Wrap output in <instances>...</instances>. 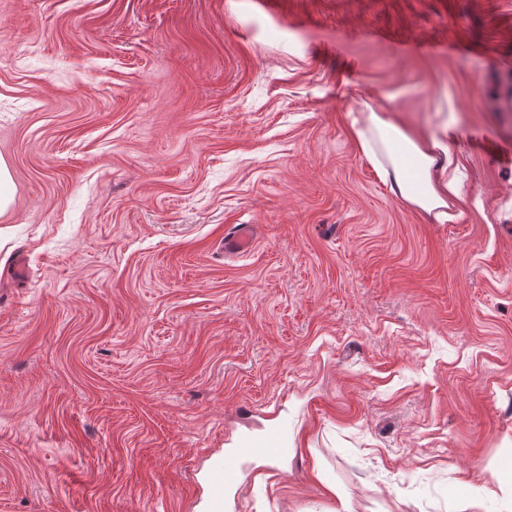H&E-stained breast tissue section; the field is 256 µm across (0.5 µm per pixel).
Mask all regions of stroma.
Masks as SVG:
<instances>
[{
	"label": "stroma",
	"instance_id": "35a3bbf8",
	"mask_svg": "<svg viewBox=\"0 0 512 512\" xmlns=\"http://www.w3.org/2000/svg\"><path fill=\"white\" fill-rule=\"evenodd\" d=\"M511 97L512 0H0V512H206L282 422L224 512H512ZM369 112H360L355 133L365 156L381 176L391 179V190L403 202L431 214L438 224H446L462 216L457 209L461 198L455 180L448 174V127L442 128L429 142H419L399 127L384 119L366 104ZM369 134L376 135L391 167H384L377 157ZM415 183V184H414ZM456 207V208H455ZM252 244L250 225L241 224L231 233L224 236V253L241 254L248 251ZM285 429L280 427L261 437H243L233 454L218 462L212 469L209 480V505L212 512H221L230 494L237 488L241 478V462L247 459H275L285 454Z\"/></svg>",
	"mask_w": 512,
	"mask_h": 512
}]
</instances>
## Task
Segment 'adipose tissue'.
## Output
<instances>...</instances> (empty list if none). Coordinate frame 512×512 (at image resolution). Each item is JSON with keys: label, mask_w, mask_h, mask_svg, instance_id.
<instances>
[{"label": "adipose tissue", "mask_w": 512, "mask_h": 512, "mask_svg": "<svg viewBox=\"0 0 512 512\" xmlns=\"http://www.w3.org/2000/svg\"><path fill=\"white\" fill-rule=\"evenodd\" d=\"M356 136L362 152L376 162L375 144H382L389 160L380 166L383 178L392 182L391 189L408 205L431 214L436 223L456 220L460 195L455 180L448 174V132L440 130L430 141L420 142L384 119L378 112L361 113Z\"/></svg>", "instance_id": "adipose-tissue-1"}]
</instances>
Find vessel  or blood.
Wrapping results in <instances>:
<instances>
[{"label":"vessel or blood","instance_id":"obj_1","mask_svg":"<svg viewBox=\"0 0 512 512\" xmlns=\"http://www.w3.org/2000/svg\"><path fill=\"white\" fill-rule=\"evenodd\" d=\"M252 244L249 225L242 224L224 236V251L228 254H241ZM285 430L277 428L263 436L241 438L233 454L218 462L212 469L209 480V505L211 512H222V508L237 488L241 478V463L247 459H275L283 455Z\"/></svg>","mask_w":512,"mask_h":512}]
</instances>
